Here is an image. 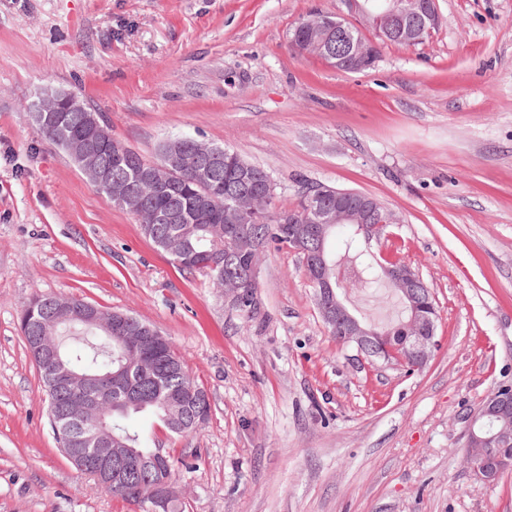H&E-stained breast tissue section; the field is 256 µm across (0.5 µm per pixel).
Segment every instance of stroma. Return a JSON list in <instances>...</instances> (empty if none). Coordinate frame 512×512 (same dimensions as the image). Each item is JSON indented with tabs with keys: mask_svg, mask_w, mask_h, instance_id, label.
Here are the masks:
<instances>
[{
	"mask_svg": "<svg viewBox=\"0 0 512 512\" xmlns=\"http://www.w3.org/2000/svg\"><path fill=\"white\" fill-rule=\"evenodd\" d=\"M422 44L344 73L293 51L340 0H0V512H138L59 450L20 329L36 294L132 313L206 390L174 458L184 512H512L464 462L467 419L512 386V0H437ZM65 90L146 158L187 135L263 167L278 208L304 184L380 199L400 221L357 245L411 265L439 312L412 375L354 359L323 324L301 256L264 252L254 308L176 268L31 125Z\"/></svg>",
	"mask_w": 512,
	"mask_h": 512,
	"instance_id": "35a3bbf8",
	"label": "stroma"
}]
</instances>
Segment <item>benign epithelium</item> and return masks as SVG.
I'll use <instances>...</instances> for the list:
<instances>
[{
  "label": "benign epithelium",
  "mask_w": 512,
  "mask_h": 512,
  "mask_svg": "<svg viewBox=\"0 0 512 512\" xmlns=\"http://www.w3.org/2000/svg\"><path fill=\"white\" fill-rule=\"evenodd\" d=\"M349 14L358 21L388 33L393 25L421 28L431 32L438 21L437 5L430 0H412L409 8L400 6V0H381L372 5L368 0H344ZM348 39L347 27L319 28V37L310 45L311 55L323 60L335 57V47ZM67 100L61 93L47 94L30 107V118L35 126L57 124L61 117L57 115L59 103ZM111 139L104 126H99V135L83 141H74L70 152L84 163L92 162V157ZM191 158L184 162L176 153L166 154V163L160 171L149 172L145 180L166 179L189 166L200 169L205 175L214 165L224 160L223 149L215 145L193 139L190 141ZM92 182L110 187L112 205L123 207L135 193L143 190V183L108 180L101 168L91 172ZM306 199L307 223L299 224L296 220L283 216L280 231L288 240L301 250L303 246L314 241L319 248L311 252L309 266L306 267L309 282L314 289V301L318 313L329 326L341 330L345 345L354 348L357 356L368 361L395 357L397 364L413 363L412 371H418L432 358L438 348L435 340V323L438 311L434 307H424L419 300L415 284L420 275L410 265L399 263L388 268L393 287L403 293L408 300L406 319L402 325L403 338L399 344L390 347L383 344L388 336L380 333L374 326L355 316L342 296L339 288L331 279L330 265L324 253V244L331 228L335 224H351L357 227L365 241L379 238L387 225L374 223L376 207L371 197L360 192L341 190L325 184H312L304 189ZM269 195L261 191L245 188L234 196L235 206L229 210L227 221L232 224H259L263 221ZM139 224H169L174 216L169 212L147 211L136 216ZM53 319L43 330L42 340L34 346L39 366L47 374L48 380L63 389L75 400L77 415L73 422L61 423V430L66 438L79 441L82 446L91 448L89 455H81L77 468L82 473L94 472L99 487L110 492L121 487L124 473L112 461L127 456L126 444L112 433V427L104 415V402L101 392L88 387L89 375L74 371L62 358L55 337L52 336L55 320L59 317L69 318L74 305L62 296H51ZM89 322L105 335H112L114 325L120 321L113 320L112 315L90 307L84 314ZM164 341L161 333L145 326L139 336H127L125 342L131 347L145 345L148 342ZM512 419V389L500 388L494 392L483 405L468 419L467 458L469 466L478 480L493 486L498 477L512 468V458L497 452V448L512 446V429L492 428L493 422ZM182 489L175 480L165 477L159 483L149 487L143 493L150 512H159L166 508L167 502L179 499Z\"/></svg>",
  "instance_id": "7a95c632"
}]
</instances>
